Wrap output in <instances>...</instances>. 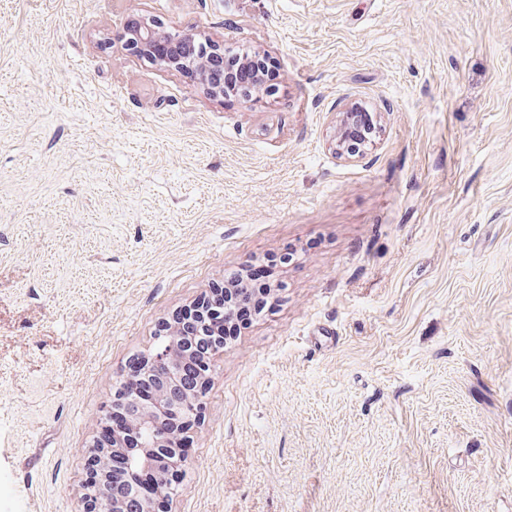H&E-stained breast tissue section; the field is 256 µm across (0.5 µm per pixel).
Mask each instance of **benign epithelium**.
I'll use <instances>...</instances> for the list:
<instances>
[{
    "label": "benign epithelium",
    "mask_w": 512,
    "mask_h": 512,
    "mask_svg": "<svg viewBox=\"0 0 512 512\" xmlns=\"http://www.w3.org/2000/svg\"><path fill=\"white\" fill-rule=\"evenodd\" d=\"M201 38L198 31L172 33L145 20L131 31L129 43L165 68L195 74L204 92L222 95L224 86L214 80L210 67L217 52L192 51ZM215 315L208 307L196 309L189 332L178 322L163 324L160 335L166 343L129 363L127 373L143 378L151 392L115 393L112 407L125 412L124 433L112 434V447L99 449L100 469L89 470L92 493L84 497L81 512H123L124 500L132 497L142 499V512H168L166 487L186 459L180 452L185 435L166 431V425L179 421L189 428L200 417L214 356L224 351V338H214ZM115 453L130 473L120 493L108 492L105 484L106 458Z\"/></svg>",
    "instance_id": "obj_1"
}]
</instances>
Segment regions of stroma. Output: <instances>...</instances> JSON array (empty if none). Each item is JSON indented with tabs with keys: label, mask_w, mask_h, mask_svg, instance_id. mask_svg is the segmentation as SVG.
Segmentation results:
<instances>
[{
	"label": "stroma",
	"mask_w": 512,
	"mask_h": 512,
	"mask_svg": "<svg viewBox=\"0 0 512 512\" xmlns=\"http://www.w3.org/2000/svg\"><path fill=\"white\" fill-rule=\"evenodd\" d=\"M149 18L277 87L204 93ZM287 249L169 512H512V0H0V512H80L129 361ZM360 107L361 109L355 108V120L357 121L355 129L343 140V145L346 144L348 153L360 152L362 147L371 142V138L376 133L377 124L373 113Z\"/></svg>",
	"instance_id": "stroma-1"
}]
</instances>
